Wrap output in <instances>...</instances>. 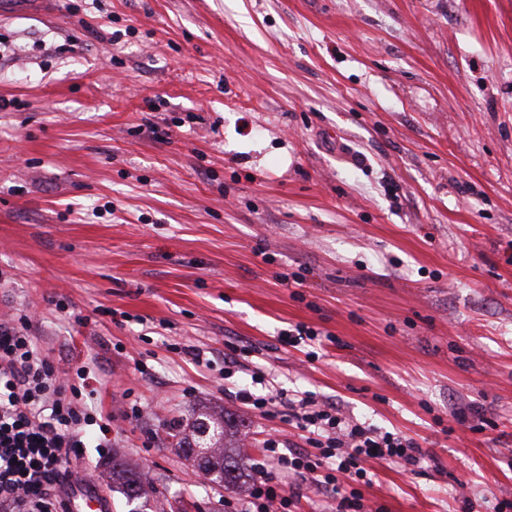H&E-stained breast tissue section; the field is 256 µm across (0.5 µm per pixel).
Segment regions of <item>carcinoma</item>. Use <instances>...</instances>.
Instances as JSON below:
<instances>
[{
  "label": "carcinoma",
  "mask_w": 512,
  "mask_h": 512,
  "mask_svg": "<svg viewBox=\"0 0 512 512\" xmlns=\"http://www.w3.org/2000/svg\"><path fill=\"white\" fill-rule=\"evenodd\" d=\"M238 434V425L229 414L206 408L193 412L188 419L169 427L168 435L176 439V445L190 456L197 469L210 481L226 487H239L247 461L241 450L228 454L232 440ZM112 481L120 484L129 500L140 499L150 488L145 474L125 459L112 460Z\"/></svg>",
  "instance_id": "obj_1"
}]
</instances>
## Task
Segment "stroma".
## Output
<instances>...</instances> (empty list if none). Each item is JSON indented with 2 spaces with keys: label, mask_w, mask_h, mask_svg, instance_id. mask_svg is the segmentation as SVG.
<instances>
[{
  "label": "stroma",
  "mask_w": 512,
  "mask_h": 512,
  "mask_svg": "<svg viewBox=\"0 0 512 512\" xmlns=\"http://www.w3.org/2000/svg\"><path fill=\"white\" fill-rule=\"evenodd\" d=\"M68 308L58 311L57 301ZM88 365L77 465L112 512H225L166 426L299 443L224 391L279 387L417 441L386 512L512 496V0H57L0 16V320ZM305 325L319 343H279ZM184 346L205 351L195 366ZM139 415L124 417L130 405ZM479 408L473 432L459 415ZM148 469L127 503L112 460Z\"/></svg>",
  "instance_id": "1"
}]
</instances>
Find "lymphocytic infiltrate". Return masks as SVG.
<instances>
[{
    "label": "lymphocytic infiltrate",
    "instance_id": "1",
    "mask_svg": "<svg viewBox=\"0 0 512 512\" xmlns=\"http://www.w3.org/2000/svg\"><path fill=\"white\" fill-rule=\"evenodd\" d=\"M30 327L25 316L0 322V512H66L65 494L77 477L70 463L85 445L84 434L98 427V445L107 448L112 428L92 402L93 369L59 370L37 348ZM251 382L235 399L299 430L304 444L284 448L267 440L266 452L291 485L282 487L263 465H252L247 495L227 501L228 512H292L306 481L327 494L334 512H384L366 506L358 488L371 481L366 462L415 468L424 458L412 438L347 417L313 392L287 393L262 374Z\"/></svg>",
    "mask_w": 512,
    "mask_h": 512
}]
</instances>
